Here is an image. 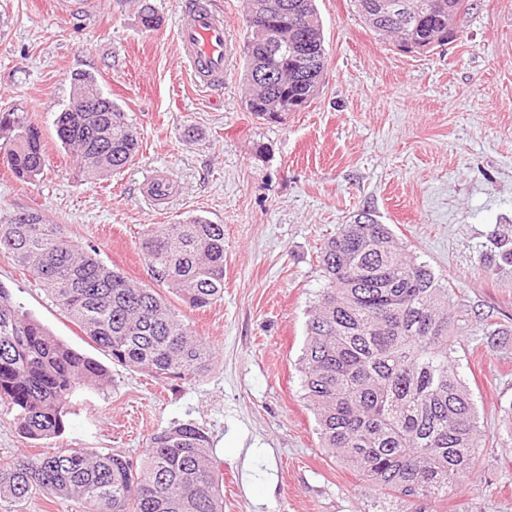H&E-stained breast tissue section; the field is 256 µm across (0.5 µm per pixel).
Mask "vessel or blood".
<instances>
[{
	"label": "vessel or blood",
	"instance_id": "obj_1",
	"mask_svg": "<svg viewBox=\"0 0 512 512\" xmlns=\"http://www.w3.org/2000/svg\"><path fill=\"white\" fill-rule=\"evenodd\" d=\"M181 10V58L190 63L198 82L207 86L222 84L225 61L232 47L223 15L212 9L209 0H183ZM142 191L162 204L173 194L174 185L164 171L158 170L145 180Z\"/></svg>",
	"mask_w": 512,
	"mask_h": 512
}]
</instances>
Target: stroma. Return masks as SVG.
<instances>
[{"instance_id":"35a3bbf8","label":"stroma","mask_w":512,"mask_h":512,"mask_svg":"<svg viewBox=\"0 0 512 512\" xmlns=\"http://www.w3.org/2000/svg\"><path fill=\"white\" fill-rule=\"evenodd\" d=\"M453 41L399 47L362 22L354 0H317L327 61L308 107L277 123L247 112L245 0H211L235 48L224 86L196 85L177 42L180 0H0V108L38 125L47 165L33 181L0 161V212L35 209L101 260L155 284L138 244L150 224L201 216L224 227V296L186 321L214 352L203 376L158 379L112 361L5 253L0 289L110 382L82 390L59 436L33 440L0 421V467L20 454L98 448L141 462L150 436L194 423L210 438L224 512H382L376 486L327 456L302 389L306 324L325 285L323 243L358 214L388 225L448 281L453 299L491 315L496 346L463 336L454 357L486 434L472 483L447 512H512V266L490 235L512 231V0H468ZM151 5L161 28L142 30ZM94 75L139 133L134 161L90 182L57 139L70 75ZM176 191L161 207L140 186L154 170Z\"/></svg>"}]
</instances>
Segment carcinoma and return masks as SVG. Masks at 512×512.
Returning a JSON list of instances; mask_svg holds the SVG:
<instances>
[{
    "mask_svg": "<svg viewBox=\"0 0 512 512\" xmlns=\"http://www.w3.org/2000/svg\"><path fill=\"white\" fill-rule=\"evenodd\" d=\"M283 2L298 5L307 21L301 44L286 56L278 51L280 19L269 9L271 0H247L245 106L266 121L273 117L264 101L279 97L291 112L316 98L326 61L316 0ZM413 2L435 17L411 31L388 17L371 30L396 37L406 50H429L448 41V13L467 7L466 0ZM139 22L147 32L161 26L148 6ZM87 96L98 98L105 111H77ZM55 127L89 180L121 171L138 148L132 119L90 73L72 75ZM0 145L19 179L43 173L42 133L24 111L0 112ZM492 239L495 259L512 265V237L495 232ZM140 249L153 279L189 307L224 296V225L202 217L152 224L140 234ZM0 252L115 362L162 378H195L209 370L210 346L169 302L104 264L96 249L78 245L42 213L0 215ZM321 263L327 283L307 323L301 357L321 446L406 503L404 512H429V504L468 485L480 461L479 417L451 348V339L464 333L468 310L451 308L448 286L375 220L342 225L325 242ZM108 380L102 365L19 315L0 292V415L12 417L19 433L32 439L58 434L76 391ZM37 491L81 500L88 512H224L209 438L192 424L154 433L138 466L114 452L65 448L42 457L21 454L0 468V500L19 503Z\"/></svg>",
    "mask_w": 512,
    "mask_h": 512,
    "instance_id": "cac0c4a2",
    "label": "carcinoma"
}]
</instances>
